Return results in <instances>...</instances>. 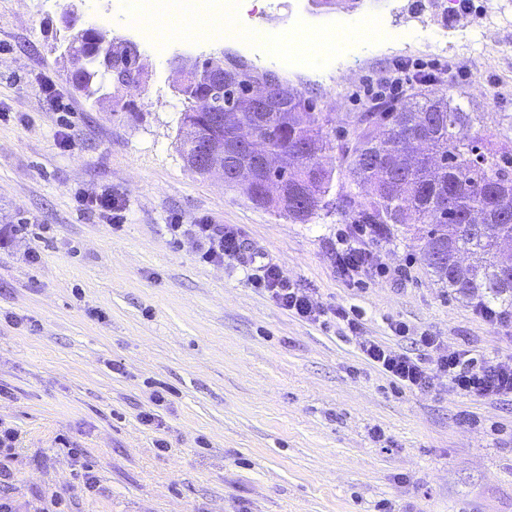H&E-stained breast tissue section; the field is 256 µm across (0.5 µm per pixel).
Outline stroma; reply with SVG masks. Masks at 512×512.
Instances as JSON below:
<instances>
[{
  "label": "stroma",
  "instance_id": "35a3bbf8",
  "mask_svg": "<svg viewBox=\"0 0 512 512\" xmlns=\"http://www.w3.org/2000/svg\"><path fill=\"white\" fill-rule=\"evenodd\" d=\"M194 2L199 13L227 11L233 26L344 43L273 56L228 37L167 40L150 35L147 0H83L84 19L111 14L113 38L140 53L138 86L94 106L54 49L64 0H0V423L19 432L11 495L56 497L68 512H512V398L474 400L444 376L423 392L396 387L343 323L289 315L234 263L199 262L193 238L169 230L202 218L235 225L256 258L324 307L358 310L362 335L392 348L416 351L427 333L479 358L512 356V336L437 284L409 237H362L373 266L342 274L346 178L334 176L301 224L190 170L174 92L178 62L236 58L312 99L341 136L370 101L365 87L396 63L421 62L465 84L489 134L498 113H512V13L495 14L508 48L491 55L444 16L465 0L421 12L416 0H360L346 14L312 0ZM375 18L387 36H371ZM102 191L119 200L123 223L83 212L81 195ZM13 224L31 230L17 238ZM398 322L408 335L394 334ZM151 409L155 428L140 420Z\"/></svg>",
  "mask_w": 512,
  "mask_h": 512
}]
</instances>
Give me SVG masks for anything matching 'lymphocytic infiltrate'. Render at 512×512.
<instances>
[{"instance_id":"1","label":"lymphocytic infiltrate","mask_w":512,"mask_h":512,"mask_svg":"<svg viewBox=\"0 0 512 512\" xmlns=\"http://www.w3.org/2000/svg\"><path fill=\"white\" fill-rule=\"evenodd\" d=\"M190 234L198 243V258L211 264L224 260L235 262L254 287L263 289L281 309L295 317L317 323L334 316L351 334L359 338L358 346L365 360L382 370L394 383L422 391L428 389L435 374H444L456 392L473 399L512 397V357L484 360L470 350L448 347L439 337L418 336L417 352L394 350L374 340L360 337L357 315L339 307L324 309L313 293L288 281L273 262H257L246 250L237 228L214 224L203 219L191 225Z\"/></svg>"}]
</instances>
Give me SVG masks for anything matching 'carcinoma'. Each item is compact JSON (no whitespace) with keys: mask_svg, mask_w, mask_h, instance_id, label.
<instances>
[{"mask_svg":"<svg viewBox=\"0 0 512 512\" xmlns=\"http://www.w3.org/2000/svg\"><path fill=\"white\" fill-rule=\"evenodd\" d=\"M63 28L61 47L74 92L96 104L112 98V87L130 84L139 70L137 44L110 43L109 30L85 24L80 14ZM217 66L224 67L222 85L202 78ZM270 78L278 75L259 74L233 60H199L176 88L181 117L210 129L216 113L246 106L253 85ZM466 94L462 85L436 83L401 100L378 99L360 113L352 136L337 145L324 132L327 113L297 91L258 117L243 112L240 124L269 150L288 155L286 164L265 173L288 186V196L264 197L257 186L241 191L253 205L304 223L329 192L332 171L322 154L335 147L357 188L345 204L353 223L413 236L421 261L443 287L483 307L511 310L512 280L501 278L497 240L512 238V113H500L495 137L470 136L466 130L480 123L481 113L467 109ZM410 129L426 131L430 157L410 160L402 154ZM444 198L453 201L454 212L439 210ZM436 248L445 256L442 264L429 258ZM457 251L472 258L463 280L452 267Z\"/></svg>","mask_w":512,"mask_h":512,"instance_id":"obj_1","label":"carcinoma"}]
</instances>
